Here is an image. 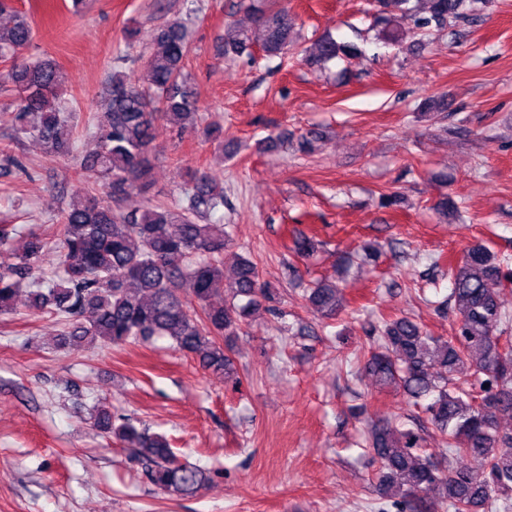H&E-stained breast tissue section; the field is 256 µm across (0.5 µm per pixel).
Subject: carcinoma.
<instances>
[{"instance_id":"1","label":"carcinoma","mask_w":512,"mask_h":512,"mask_svg":"<svg viewBox=\"0 0 512 512\" xmlns=\"http://www.w3.org/2000/svg\"><path fill=\"white\" fill-rule=\"evenodd\" d=\"M397 13H380L382 39L398 44L406 33L465 18L464 7L483 0H394ZM250 27L224 28V53L241 55L257 46L268 55L302 53L323 64L355 57L353 43L323 38L302 49L288 8L262 7L249 0ZM14 23L0 28V58L11 67L0 84L17 92L16 103L0 112L19 133L38 140L46 154L72 153L62 105L63 80L51 60L17 62V52L33 38L27 18L0 0V14ZM146 63V84L119 72L112 76L106 111L92 117L100 129L98 148L82 158L85 197L62 211L54 245L41 235L22 234L15 224H0V316L48 313L64 322L60 345L122 346L167 337L173 347L196 357L206 373L231 377L234 363L218 338L236 334L240 324L275 295L262 280L258 264L239 257L232 277L224 276V251L233 239L223 224L203 219L224 206V187L205 169L185 171L183 197L172 205L112 210L106 190L140 194L151 183L149 153L157 121L182 127L198 120L197 99L188 88L186 66L192 52L181 21L160 26ZM203 135L224 149V128L213 120ZM319 243L299 233L293 250L308 259ZM54 253L53 271L36 280L45 257ZM502 260L486 243L474 244L447 262L449 302L455 321L446 339L431 335L409 316L383 322L381 343L364 354L365 372L379 389L398 387L423 406L455 457H471L480 470L440 468L418 448L422 438L388 422L373 427L370 449L380 464L378 487L415 500L424 512H512V432L499 429V417L512 418V349H503L501 327L512 318L497 286L508 278ZM189 282L194 303L181 297ZM308 304L322 319L343 309V289L328 278L316 280ZM93 427L127 444L145 464L151 484L163 492L194 495L209 480L207 471L181 463L167 439L137 428L130 420L112 421L105 405L96 407Z\"/></svg>"}]
</instances>
